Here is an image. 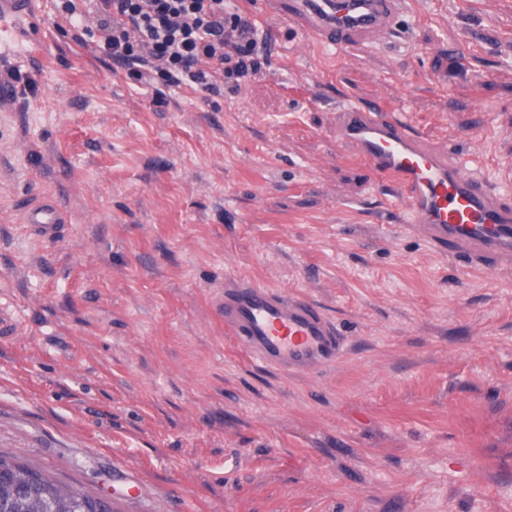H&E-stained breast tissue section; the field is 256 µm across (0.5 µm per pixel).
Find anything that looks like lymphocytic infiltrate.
I'll return each instance as SVG.
<instances>
[{
	"label": "lymphocytic infiltrate",
	"mask_w": 512,
	"mask_h": 512,
	"mask_svg": "<svg viewBox=\"0 0 512 512\" xmlns=\"http://www.w3.org/2000/svg\"><path fill=\"white\" fill-rule=\"evenodd\" d=\"M98 47L113 65L163 86L212 96L262 75L264 44L255 24L224 0H90Z\"/></svg>",
	"instance_id": "lymphocytic-infiltrate-1"
}]
</instances>
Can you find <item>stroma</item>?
<instances>
[{
  "instance_id": "35a3bbf8",
  "label": "stroma",
  "mask_w": 512,
  "mask_h": 512,
  "mask_svg": "<svg viewBox=\"0 0 512 512\" xmlns=\"http://www.w3.org/2000/svg\"><path fill=\"white\" fill-rule=\"evenodd\" d=\"M34 2L0 27V454L115 512H512V261L460 268L336 133L380 101L497 182L512 0H414L346 50L229 0L268 58L213 103L114 68L86 0ZM237 278L312 299L345 356L255 365ZM28 223L41 235L52 236L58 232L63 219L56 209L45 208L30 213Z\"/></svg>"
}]
</instances>
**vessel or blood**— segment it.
<instances>
[{"label": "vessel or blood", "instance_id": "obj_1", "mask_svg": "<svg viewBox=\"0 0 512 512\" xmlns=\"http://www.w3.org/2000/svg\"><path fill=\"white\" fill-rule=\"evenodd\" d=\"M313 41L343 48L388 33L407 14L408 0H265ZM339 136L353 143L381 184L404 203L407 221L438 249L464 267L485 258L512 257V205L504 186L467 172L448 148L432 147L425 136L382 104H347L336 109ZM28 222L44 236L62 223L57 210L30 213ZM224 333L251 360L289 372L309 373L334 363L344 352L336 324L311 300L243 280L224 285Z\"/></svg>", "mask_w": 512, "mask_h": 512}]
</instances>
